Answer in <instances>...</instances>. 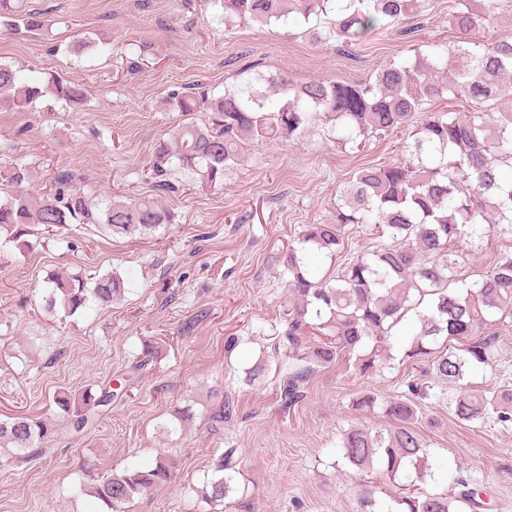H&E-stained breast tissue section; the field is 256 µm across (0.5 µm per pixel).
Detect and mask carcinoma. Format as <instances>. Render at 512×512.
Returning <instances> with one entry per match:
<instances>
[{"label":"carcinoma","mask_w":512,"mask_h":512,"mask_svg":"<svg viewBox=\"0 0 512 512\" xmlns=\"http://www.w3.org/2000/svg\"><path fill=\"white\" fill-rule=\"evenodd\" d=\"M495 0H455L449 24L457 34L452 44H438L428 60L412 59L378 68L364 83L311 81L295 86L286 75L268 78L258 72L224 88V95L205 91L177 92L169 105L187 121L178 125L171 143L159 144L152 172L158 190L174 185L168 172L179 169L202 186L223 185L224 171L244 148L258 141L292 140L313 122L325 119L345 147L359 137L385 134L414 125L406 159L361 169L336 195L332 216L304 225L288 246L286 267L294 308L287 327L276 336L274 352L288 353V378L281 396L291 403L312 365L347 358L362 376L380 372L391 359L393 338L409 312L425 306L409 333L404 354L411 364L425 363L424 373L409 382L411 394L431 398L433 383L457 387L453 413L468 424L493 418L512 424V391L476 390L466 381L476 368L497 361L498 344L486 330L496 321L512 319V255L504 254L469 281L459 268L468 247L492 229L512 230V107L425 113L426 105L447 95L476 103L497 99L512 77V34L489 45L477 38L494 20ZM215 18L250 21L261 26L294 23L323 25L326 39L355 46L374 28L399 25L421 17L423 0H211ZM0 27L38 30L37 12L17 14L11 0H0ZM42 97L79 104L85 91L56 76L32 81L21 70L0 63V103L25 109ZM202 112L198 122L192 115ZM29 179L23 166L7 171L15 186L0 201V237L18 248L29 247V226L63 232L73 224H92L110 234L153 232L172 222L158 199L135 203L110 196L90 197L76 177L61 172L51 192L34 197L20 187ZM354 224H380L390 243L347 263L334 279L316 278L308 263L314 253L333 255ZM126 279L107 273L93 281L57 273L45 280L40 299L44 312L82 315L121 298ZM314 331L322 336L312 355L302 357V339ZM462 339L458 348L435 351L439 341ZM106 386L79 395L62 391L56 404L74 418L76 431L93 425L101 410L112 405ZM385 428H353L342 434V458L356 472L374 468L399 491L397 512H466L477 505L475 492L463 480L459 491L436 493L421 487L429 475V453L415 423L411 399L388 401ZM50 425L29 415L0 419V449L24 459L42 453ZM233 449L214 458L202 498L221 502L233 490L236 471ZM176 460L162 454L149 466L114 471L93 486L79 483L77 495L98 499L102 512H124L144 492L169 482ZM358 512H375L373 486L359 490Z\"/></svg>","instance_id":"cac0c4a2"}]
</instances>
